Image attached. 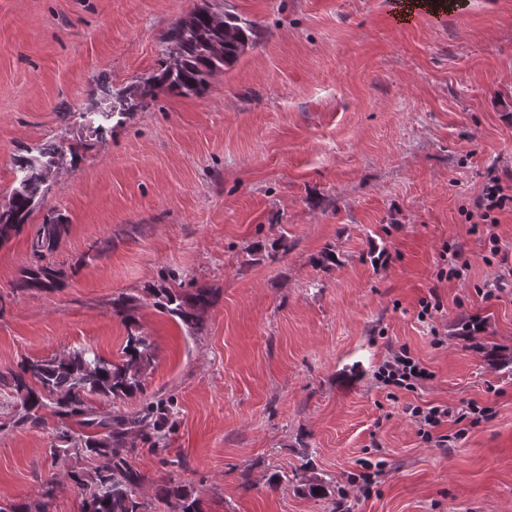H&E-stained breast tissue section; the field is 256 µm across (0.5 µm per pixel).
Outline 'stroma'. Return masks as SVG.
<instances>
[{
	"label": "stroma",
	"instance_id": "stroma-1",
	"mask_svg": "<svg viewBox=\"0 0 512 512\" xmlns=\"http://www.w3.org/2000/svg\"><path fill=\"white\" fill-rule=\"evenodd\" d=\"M201 1L0 0V202L19 149L79 148L0 245V368L74 347L116 362L129 334L152 342L142 394L88 401L108 419L173 400L159 452L142 442L131 459L145 512H175L161 480L201 512H512V213L492 228L505 263L465 219L490 175L512 174V0L405 23L397 0H209L254 21L257 45L203 95L157 90L92 136L100 84L157 73L163 34ZM51 214L70 226L51 257L64 286L18 288ZM447 244L466 278H439ZM161 286L215 295L190 329L159 311ZM121 294L133 325L112 310ZM472 315L501 356L458 337ZM403 346L432 377L392 391L377 372ZM470 401L494 416L448 450L405 412ZM18 408L0 385V504L83 512L70 474L104 458L51 455L56 417L18 426ZM365 459L383 465L367 497L351 484Z\"/></svg>",
	"mask_w": 512,
	"mask_h": 512
}]
</instances>
